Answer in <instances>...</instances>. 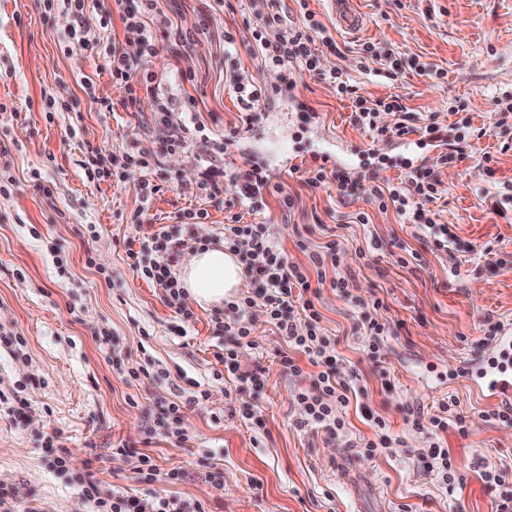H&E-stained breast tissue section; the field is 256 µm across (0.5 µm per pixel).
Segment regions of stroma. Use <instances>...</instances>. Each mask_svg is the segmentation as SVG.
<instances>
[{"label": "stroma", "mask_w": 512, "mask_h": 512, "mask_svg": "<svg viewBox=\"0 0 512 512\" xmlns=\"http://www.w3.org/2000/svg\"><path fill=\"white\" fill-rule=\"evenodd\" d=\"M174 22L195 33L193 50L173 56L157 37L152 67L166 94L191 106L211 141L238 126L239 142L214 154L216 164L241 167L262 160L270 182L294 200L282 213L275 196L248 212L245 222L274 225L290 261L303 263L305 248L325 242L324 227L340 226L338 266L350 280L347 294L320 284L315 304L324 336L335 345L336 368L357 370L358 395L345 414L344 437L302 430L295 420L296 392L309 387L316 369L303 364L292 375L280 364L284 340L256 321L254 348H242V368L262 366L260 395L239 392L215 357L211 309L195 307L182 324L161 289L137 277L126 252L142 235L175 223L185 210L208 212L210 242L223 240L226 205L236 187L225 179L223 206L192 194L203 160L189 152L163 159L170 174L135 169L92 181V168L111 166L125 151L157 149L165 137L153 120L152 102L123 104L125 91L112 80L102 50L69 45L70 17L45 12L41 0H0V336H20L23 346L0 347V487L14 512H93L78 484L138 498L157 491L202 503L207 512H494L497 493L483 468L512 474V427L483 414L496 407L456 371L477 357L494 324H512V203L491 211L485 196H512V125H498L497 99L512 96V0H357L364 19L346 31L331 0H308L335 47H321L324 71L339 72L368 99H399L416 126L453 123L454 109L468 112L487 136L462 161H441V148L413 151L406 140H375L350 121L351 103L335 83L304 78L295 99H282L254 125L244 124L226 77L224 33L242 31L251 18L249 0H161ZM378 44L404 63L389 80L378 57L361 58L362 43ZM75 101L72 112L45 117V97ZM495 156L485 163L484 153ZM298 167H290L289 157ZM345 170L362 191L340 197L335 187L310 190L305 182L316 162ZM435 164L440 199L429 215L455 234L456 252H436L395 209L372 204L365 185H399L405 173ZM159 192L144 199L145 183ZM368 221L356 223L357 212ZM313 233L298 240L295 226ZM417 253L403 267L400 251ZM496 271H489V264ZM376 296L389 332L379 364L365 355L370 342L356 298ZM121 359L126 369L113 368ZM150 367L151 377L131 378L128 368ZM200 385L207 397L184 410V439L154 432L160 404L189 395ZM454 397L470 415L466 436L454 431L436 440L458 467L444 483L423 459L432 440L406 422V407L436 413ZM254 406L264 421L256 428L242 414ZM388 420L386 446L359 456L353 442L372 437L370 419ZM60 438L70 468L54 470L43 444ZM132 443L160 472L180 471L173 483H148L135 461L116 454ZM209 456L208 468L197 461Z\"/></svg>", "instance_id": "stroma-1"}]
</instances>
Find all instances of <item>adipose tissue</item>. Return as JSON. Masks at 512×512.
I'll return each mask as SVG.
<instances>
[{
	"label": "adipose tissue",
	"instance_id": "1",
	"mask_svg": "<svg viewBox=\"0 0 512 512\" xmlns=\"http://www.w3.org/2000/svg\"><path fill=\"white\" fill-rule=\"evenodd\" d=\"M244 281L238 257L209 243L188 252L179 270V282L188 299L207 308L236 300Z\"/></svg>",
	"mask_w": 512,
	"mask_h": 512
}]
</instances>
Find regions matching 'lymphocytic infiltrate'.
<instances>
[{
	"mask_svg": "<svg viewBox=\"0 0 512 512\" xmlns=\"http://www.w3.org/2000/svg\"><path fill=\"white\" fill-rule=\"evenodd\" d=\"M120 18L124 29V44L109 48L112 80L123 86L125 101L137 105L141 98H150L154 103V119L167 130L156 151L144 153L127 151L122 155L121 169L157 168L165 154L190 147L208 151V139L204 137L203 125L189 122L178 115L172 101L159 92L157 75L149 67L155 55L154 28H162L170 41L174 55H182L190 49L193 36L190 30L175 24L164 14L160 0H125ZM324 27L310 10H303L302 20L289 23L277 10L258 13L252 24L247 25L245 35L235 37L225 32V49H234L242 42L252 46L253 56L259 68H279L285 76L275 86L257 84L252 76L234 73L232 83L237 101L247 120H256L260 112L275 105L303 76L322 77L318 57L317 40ZM134 44L136 53H128L126 44ZM340 96L349 98L353 105L352 122L373 132L375 138L392 140L414 133V117L398 102L369 101L361 95L356 85L340 79L336 82ZM393 115L392 124H380V115ZM423 138L446 145L453 159L461 160L473 140L486 136L485 128L473 126L470 117L458 118L449 125L430 122L420 129ZM239 201L248 204L251 210L264 207L269 194V177L259 166L239 169L232 173ZM439 183L434 169L421 166L405 176L401 188H385L369 185L366 192L379 209L395 208L398 213L410 215L421 230L433 233L436 250H450L457 239L447 225L432 226L426 216V205L438 195ZM204 210L185 211L172 225L160 227L144 235L140 245L128 249V265L137 276L162 288L167 304L174 308L182 322L192 321L194 313L186 304L172 268L189 243L201 242L199 226L207 219ZM224 246L238 255L244 271L253 284L252 292L243 299L229 305L227 317H214L213 335L221 344L216 354L228 373L236 375L244 388L258 392L265 386L263 367L244 371L240 368L238 351L242 347H253L251 335L254 331V313H261L266 323L273 326L284 339L287 349L280 356L282 367L291 374L300 373L297 354H304L311 365L317 366L309 388L300 390L295 398L302 408L297 421L299 428H310L324 432L332 439L345 432V421L339 410L348 406L350 397L356 394L353 375L337 372L334 358L328 352L329 339L319 327L321 314L310 298L312 286L306 268L291 262L281 247L273 225L246 224L237 213L224 217ZM470 416L460 409L455 399H448L439 406L437 414L425 416L416 413L412 423L429 435L448 429L458 435H466ZM83 496L94 505V512H206L201 503H189L174 497L153 494L147 499H134L119 493L102 494L99 487L90 481L81 485Z\"/></svg>",
	"mask_w": 512,
	"mask_h": 512,
	"instance_id": "f902f5d3",
	"label": "lymphocytic infiltrate"
}]
</instances>
